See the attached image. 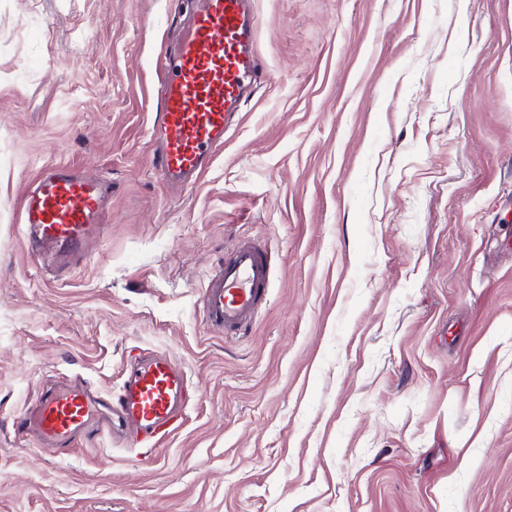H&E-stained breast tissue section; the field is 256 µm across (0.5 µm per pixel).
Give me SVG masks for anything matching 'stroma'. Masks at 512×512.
<instances>
[{"mask_svg":"<svg viewBox=\"0 0 512 512\" xmlns=\"http://www.w3.org/2000/svg\"><path fill=\"white\" fill-rule=\"evenodd\" d=\"M184 0H0V512H512V0H256L262 78L192 188L153 165ZM61 162L112 185L56 273L21 200ZM245 334L205 322L241 242ZM185 367L161 446L65 460L10 424L131 351ZM270 283V257L256 243H242L208 278L202 305L206 322L224 335L253 323Z\"/></svg>","mask_w":512,"mask_h":512,"instance_id":"obj_1","label":"stroma"}]
</instances>
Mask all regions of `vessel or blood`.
<instances>
[{
	"mask_svg": "<svg viewBox=\"0 0 512 512\" xmlns=\"http://www.w3.org/2000/svg\"><path fill=\"white\" fill-rule=\"evenodd\" d=\"M255 0H196L184 34L164 74L154 131L153 157L163 182L189 187L210 165L238 117L241 99L262 73L254 52ZM110 183L72 168L46 165L26 190L20 211L32 252L49 251L67 265L107 227ZM270 283V258L258 244L243 243L208 278L202 305L209 326L227 335L247 330ZM191 385L170 353H139L127 362L111 395L88 386H62L41 394L14 419V433L36 436L43 448L67 458L90 435L136 428L143 447H157L178 429Z\"/></svg>",
	"mask_w": 512,
	"mask_h": 512,
	"instance_id": "b4317fda",
	"label": "vessel or blood"
}]
</instances>
